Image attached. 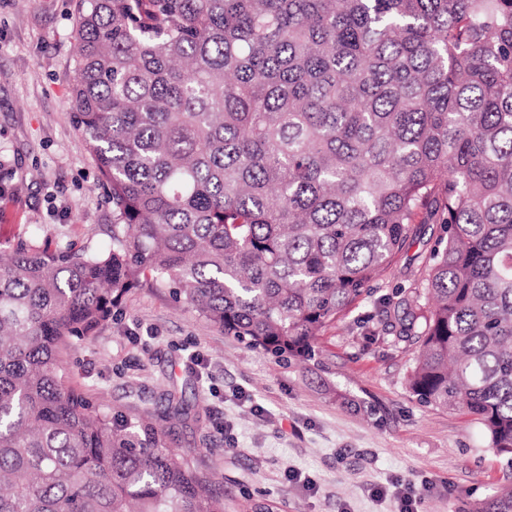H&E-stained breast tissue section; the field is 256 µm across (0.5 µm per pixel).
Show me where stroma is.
I'll use <instances>...</instances> for the list:
<instances>
[{
	"instance_id": "stroma-1",
	"label": "stroma",
	"mask_w": 512,
	"mask_h": 512,
	"mask_svg": "<svg viewBox=\"0 0 512 512\" xmlns=\"http://www.w3.org/2000/svg\"><path fill=\"white\" fill-rule=\"evenodd\" d=\"M79 0H0V250L97 252L112 244V205L72 123ZM436 238L417 225L396 275L410 284ZM369 298L320 340L315 360L276 361L214 328L169 289L145 284L65 358L69 384L103 411L189 409L165 440L226 512H467L512 484V458L458 410L421 405L407 387L419 345L383 332Z\"/></svg>"
}]
</instances>
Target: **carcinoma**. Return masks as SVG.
Masks as SVG:
<instances>
[{
    "instance_id": "obj_1",
    "label": "carcinoma",
    "mask_w": 512,
    "mask_h": 512,
    "mask_svg": "<svg viewBox=\"0 0 512 512\" xmlns=\"http://www.w3.org/2000/svg\"><path fill=\"white\" fill-rule=\"evenodd\" d=\"M72 118L106 254L0 257V512H224L164 433L100 411L67 352L145 281L280 361L394 276L408 387L512 457V0H80ZM165 418L188 419L168 393ZM469 512H512V484ZM413 242L408 250L402 255L395 272L398 281L408 287L420 275L421 264L424 256L435 245L436 236L438 235L437 224H413ZM433 228V230H431ZM417 230V231H416ZM434 230L435 235L433 236Z\"/></svg>"
}]
</instances>
